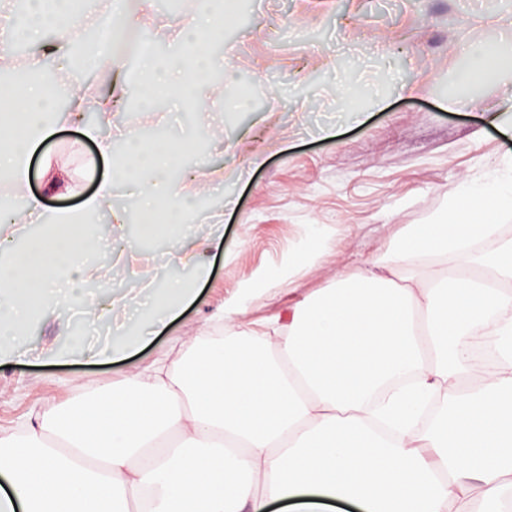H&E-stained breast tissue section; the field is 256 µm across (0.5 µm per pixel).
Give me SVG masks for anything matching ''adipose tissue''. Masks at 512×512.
Wrapping results in <instances>:
<instances>
[{
  "instance_id": "obj_1",
  "label": "adipose tissue",
  "mask_w": 512,
  "mask_h": 512,
  "mask_svg": "<svg viewBox=\"0 0 512 512\" xmlns=\"http://www.w3.org/2000/svg\"><path fill=\"white\" fill-rule=\"evenodd\" d=\"M211 0H192L177 25H153L171 42L172 59L142 55V83L130 84L118 60L86 42L105 19L126 21L125 0H29L26 14L0 0V69L10 48L33 45L32 72L51 70L84 46L101 80L82 83L67 111H54L45 83L13 86L16 110H0V343L23 334L31 316L53 320L45 306L60 283L89 276L90 254L126 244L128 216L113 204L117 180L137 188L135 210L150 226L159 209L172 224L190 221L188 202L203 197L220 170L185 172L182 148L165 138L132 135L117 152L105 125L137 94L179 109L217 100L206 76L221 69ZM462 83L512 70L498 42L468 44ZM452 110L480 107L489 125L512 135V92L481 105L452 98ZM23 124L26 134L15 139ZM64 125L78 127L109 165L94 193L75 208L47 206L27 192L31 174L57 197L78 194L73 157L41 152ZM38 171H31L32 157ZM106 215L112 237L80 233ZM512 168L464 178L447 211L408 225L384 255L288 310L285 332L238 324L246 300L235 295L215 315L226 344L196 340L170 365L131 373L103 402L78 397L34 413L17 431H0V512H334L336 502L362 512H482L472 493L512 496ZM44 224L41 240L19 246L20 227ZM456 259L454 273L433 262ZM195 298L181 281L160 290L149 327L162 329ZM499 355L478 366L474 347ZM441 413L421 427L423 400Z\"/></svg>"
}]
</instances>
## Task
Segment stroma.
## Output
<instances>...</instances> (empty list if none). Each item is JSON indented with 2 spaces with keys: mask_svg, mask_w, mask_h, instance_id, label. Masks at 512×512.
Returning <instances> with one entry per match:
<instances>
[{
  "mask_svg": "<svg viewBox=\"0 0 512 512\" xmlns=\"http://www.w3.org/2000/svg\"><path fill=\"white\" fill-rule=\"evenodd\" d=\"M234 24L217 44L227 59L225 97L243 108L214 113L235 156L208 150L185 164L224 170V181L206 197L208 209L236 198L210 250V280L164 332L126 360L100 365L83 354L84 328L60 311L58 324L33 318L15 343L11 365L0 366V430L17 428L40 407L95 395L100 387L157 360L176 359L188 340L209 336L211 315L259 272L279 268L304 244L316 224L330 227L332 242L319 262L300 269L290 283L248 304L245 323L286 316L288 307L327 287L336 271L353 273L386 253L405 225L424 224L448 207L463 176L480 177L512 167V141L486 124L481 112H451L456 81L468 61L458 43L503 37L512 0H237ZM335 67H327L328 58ZM391 74L388 90L379 78ZM352 75L358 94L326 98L327 88ZM421 92L404 95L403 82ZM346 117L339 136L323 138L319 125ZM197 112H139L136 129L172 136L191 134ZM75 149L74 166L84 191H92L104 167L87 168L91 144L64 129L44 143L51 151ZM265 163L250 168L251 153ZM126 236L158 259V283L191 280L190 268L168 262L166 235H144L129 223ZM66 350V364L41 360L46 350Z\"/></svg>",
  "mask_w": 512,
  "mask_h": 512,
  "instance_id": "obj_1",
  "label": "stroma"
}]
</instances>
